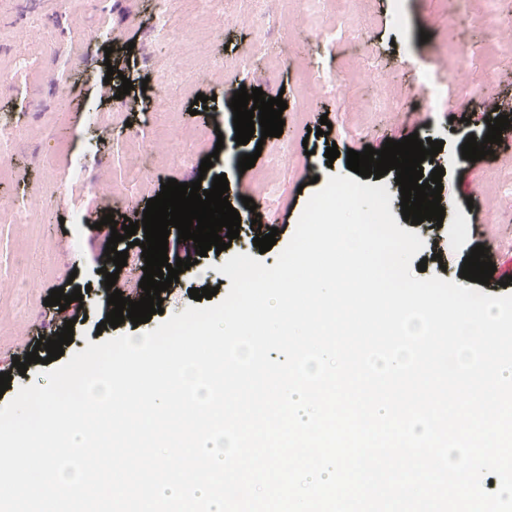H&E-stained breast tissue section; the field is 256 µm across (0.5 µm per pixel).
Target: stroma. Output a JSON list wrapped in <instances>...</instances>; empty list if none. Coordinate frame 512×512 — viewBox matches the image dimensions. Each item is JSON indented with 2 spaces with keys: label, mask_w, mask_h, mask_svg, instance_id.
I'll return each instance as SVG.
<instances>
[{
  "label": "stroma",
  "mask_w": 512,
  "mask_h": 512,
  "mask_svg": "<svg viewBox=\"0 0 512 512\" xmlns=\"http://www.w3.org/2000/svg\"><path fill=\"white\" fill-rule=\"evenodd\" d=\"M51 0H0V17L19 24L31 19L39 37L37 50L16 70L0 80V125H17L23 139L8 158L12 179L0 181V200L38 193L54 175L80 169L79 179L69 182L64 194L44 203L29 224L0 223V373L12 375L11 387L0 395V407L8 404L17 389L40 382L44 364L29 365L26 374L12 370L14 358H25L40 336L59 332L66 320H74L73 341L65 356L122 334L146 332L164 318L181 313L192 300L190 289L218 287L227 295L230 280L217 265L231 255L246 253L261 257L266 266L289 242L309 198L321 183L337 174H347L346 150L381 149L386 139L401 140L417 134L420 140H439L443 148L424 170L444 168L441 204L442 226L411 225L425 242L421 257L427 260V275L469 286L460 274L464 259L476 245H484L501 274L512 272V126L502 132L495 154L472 162L463 159L461 146L468 136L483 138L489 112L485 100L499 99L503 112L512 118V46L492 47L488 34L498 22L486 12L481 0L461 14L455 25L436 24L439 0H336L327 16L335 24V35L314 56L316 68L334 72L344 84L336 96H306L296 84V51L306 32L294 26L298 0H280L275 14L253 24L225 21L222 30L198 31L204 54L193 53L182 61L192 72L201 60L221 64L224 82L212 85L192 81L174 91L177 124L169 155L160 157L147 187L123 179L118 194L94 196L89 184L104 161L125 154L127 146L149 130L148 112L156 106L166 79L168 54L150 40L156 0H134L127 13H120L115 0H86L88 11L74 19L50 7ZM428 40H421V33ZM264 48L250 64L241 59L255 40ZM444 60L437 81L420 74L422 62ZM482 72L480 89L461 86L456 74L460 66ZM115 77H107V69ZM130 79L133 87L121 98H101L104 80L119 84ZM387 83L399 94L400 121L376 106L375 82ZM261 88L265 96H282L287 103L281 137L264 143L236 144L233 113L229 102L234 91ZM208 96L207 108L199 114L190 109L196 95ZM62 113L50 123L53 113ZM328 120V134L308 136V129ZM111 128V140H101L99 131ZM288 146L286 160L267 168L265 155L278 143ZM337 146L335 161L325 156L327 147ZM262 149L254 167L242 171L237 155ZM220 152L228 200L238 210L245 236L232 241L229 249L208 251L197 257L193 241L168 237L169 258H194L179 281L163 291V313L139 325L124 321L115 328L100 329L111 307L104 276L97 259L111 235L101 225L105 214L115 221H142L149 199L162 183L174 179L188 182L199 176L203 158ZM253 182L256 210L245 209L237 186ZM278 228L277 242L259 252L250 240ZM84 290L82 303L66 310L45 306L52 289Z\"/></svg>",
  "instance_id": "stroma-1"
}]
</instances>
